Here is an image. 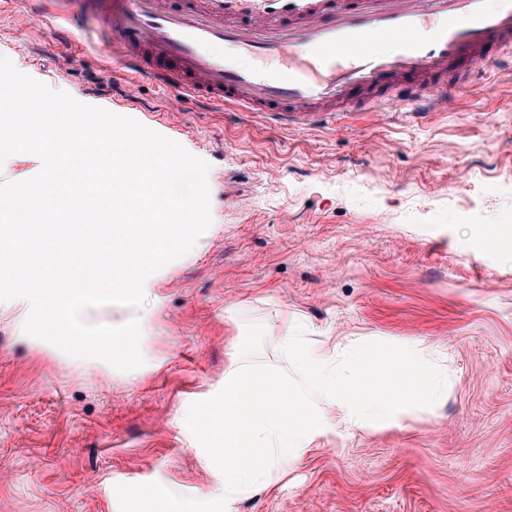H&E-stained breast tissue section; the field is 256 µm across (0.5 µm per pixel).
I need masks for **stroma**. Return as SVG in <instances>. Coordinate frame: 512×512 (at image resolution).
Returning <instances> with one entry per match:
<instances>
[{
  "label": "stroma",
  "mask_w": 512,
  "mask_h": 512,
  "mask_svg": "<svg viewBox=\"0 0 512 512\" xmlns=\"http://www.w3.org/2000/svg\"><path fill=\"white\" fill-rule=\"evenodd\" d=\"M0 0V56L77 101L137 120L210 165L211 227L198 251L146 282L142 367L76 359L15 328L0 303V512H119L117 485L158 482L201 500L224 477L185 425L239 358L287 371L284 317L311 348L371 337L448 370V395L382 430L317 439L276 481L226 512H512V70L424 118L337 117L295 131L259 113L181 98L127 76L95 33ZM69 53L74 65H64Z\"/></svg>",
  "instance_id": "1"
}]
</instances>
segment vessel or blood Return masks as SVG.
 <instances>
[{
  "label": "vessel or blood",
  "instance_id": "1",
  "mask_svg": "<svg viewBox=\"0 0 512 512\" xmlns=\"http://www.w3.org/2000/svg\"><path fill=\"white\" fill-rule=\"evenodd\" d=\"M109 58L194 98L319 127L338 112L447 108L512 62V0H92Z\"/></svg>",
  "mask_w": 512,
  "mask_h": 512
}]
</instances>
